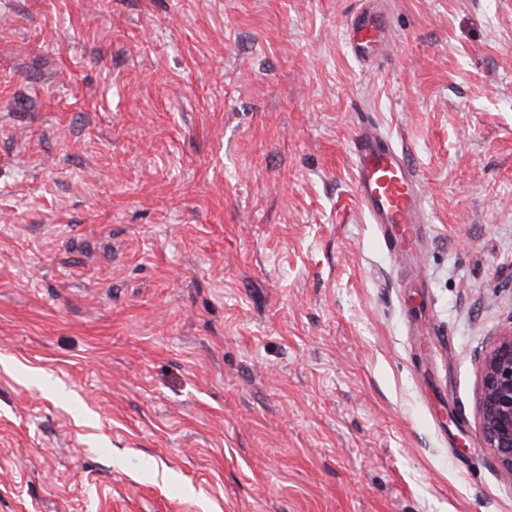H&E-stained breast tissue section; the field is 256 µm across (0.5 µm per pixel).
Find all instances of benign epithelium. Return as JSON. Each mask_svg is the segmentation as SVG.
Here are the masks:
<instances>
[{
	"label": "benign epithelium",
	"mask_w": 512,
	"mask_h": 512,
	"mask_svg": "<svg viewBox=\"0 0 512 512\" xmlns=\"http://www.w3.org/2000/svg\"><path fill=\"white\" fill-rule=\"evenodd\" d=\"M479 439L512 475V328L498 336L483 358Z\"/></svg>",
	"instance_id": "benign-epithelium-1"
}]
</instances>
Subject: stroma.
Segmentation results:
<instances>
[{"label":"stroma","mask_w":512,"mask_h":512,"mask_svg":"<svg viewBox=\"0 0 512 512\" xmlns=\"http://www.w3.org/2000/svg\"><path fill=\"white\" fill-rule=\"evenodd\" d=\"M388 2L368 66L358 0H0V512H512V0ZM364 1L346 28L347 44L353 56L371 63L379 58L390 44L391 32L382 0ZM355 144L359 199L370 223L386 226L390 245L403 250L428 222L420 179L391 137L378 129L361 127ZM479 439L512 475V328L498 336L483 358Z\"/></svg>","instance_id":"35a3bbf8"}]
</instances>
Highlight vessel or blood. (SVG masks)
<instances>
[{"label": "vessel or blood", "instance_id": "obj_1", "mask_svg": "<svg viewBox=\"0 0 512 512\" xmlns=\"http://www.w3.org/2000/svg\"><path fill=\"white\" fill-rule=\"evenodd\" d=\"M353 56L371 63L391 41L382 0H364L346 28ZM356 178L359 199L371 223L386 227L394 250L406 248L426 222L421 182L391 137L370 126L356 137Z\"/></svg>", "mask_w": 512, "mask_h": 512}]
</instances>
